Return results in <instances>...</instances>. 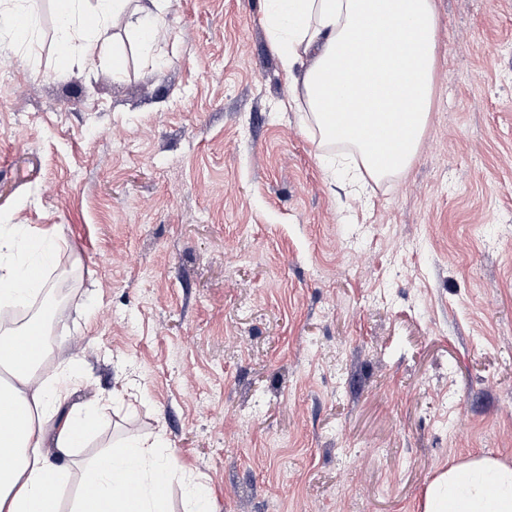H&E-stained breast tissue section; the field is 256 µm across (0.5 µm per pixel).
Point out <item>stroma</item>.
<instances>
[{
	"label": "stroma",
	"mask_w": 512,
	"mask_h": 512,
	"mask_svg": "<svg viewBox=\"0 0 512 512\" xmlns=\"http://www.w3.org/2000/svg\"><path fill=\"white\" fill-rule=\"evenodd\" d=\"M0 41V225L56 228L58 332L119 393L105 445L163 432L212 512H420L437 470L512 464V0H434L431 117L410 169L341 190L264 0L126 16L92 67Z\"/></svg>",
	"instance_id": "stroma-1"
}]
</instances>
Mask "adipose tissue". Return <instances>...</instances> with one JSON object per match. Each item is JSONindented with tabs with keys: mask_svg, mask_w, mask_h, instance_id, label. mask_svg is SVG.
Returning a JSON list of instances; mask_svg holds the SVG:
<instances>
[{
	"mask_svg": "<svg viewBox=\"0 0 512 512\" xmlns=\"http://www.w3.org/2000/svg\"><path fill=\"white\" fill-rule=\"evenodd\" d=\"M163 0H61L59 45L66 68L90 62L109 39L111 21L133 11L141 42L158 31ZM282 67L297 86L319 143L351 150L350 185L406 173L424 135L433 98L437 17L433 0H267L263 15ZM62 249L54 232L0 226V312L45 292L44 271ZM41 311L0 331V512H166L174 477L156 439L110 447L78 465L76 451L101 429L108 403L63 400L80 382L62 338L40 339L22 356ZM52 376H44L46 364ZM133 474L134 496L119 492ZM76 487L72 503L65 491ZM423 512H512V466L489 456L453 464L428 485Z\"/></svg>",
	"mask_w": 512,
	"mask_h": 512,
	"instance_id": "obj_1",
	"label": "adipose tissue"
}]
</instances>
